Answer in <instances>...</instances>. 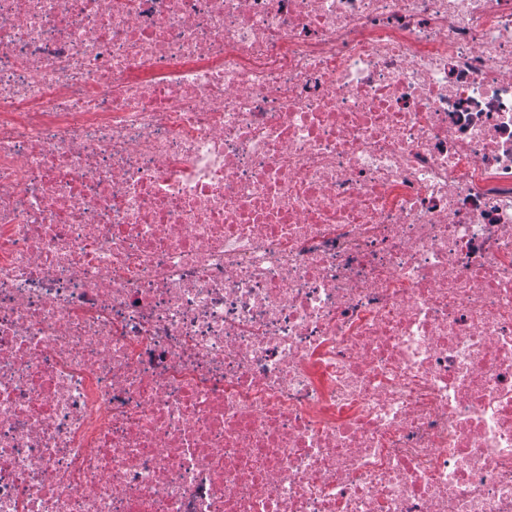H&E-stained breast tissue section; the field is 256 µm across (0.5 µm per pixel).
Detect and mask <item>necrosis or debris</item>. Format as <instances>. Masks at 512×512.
Instances as JSON below:
<instances>
[{
  "label": "necrosis or debris",
  "instance_id": "necrosis-or-debris-1",
  "mask_svg": "<svg viewBox=\"0 0 512 512\" xmlns=\"http://www.w3.org/2000/svg\"><path fill=\"white\" fill-rule=\"evenodd\" d=\"M0 512H512V0H0Z\"/></svg>",
  "mask_w": 512,
  "mask_h": 512
}]
</instances>
